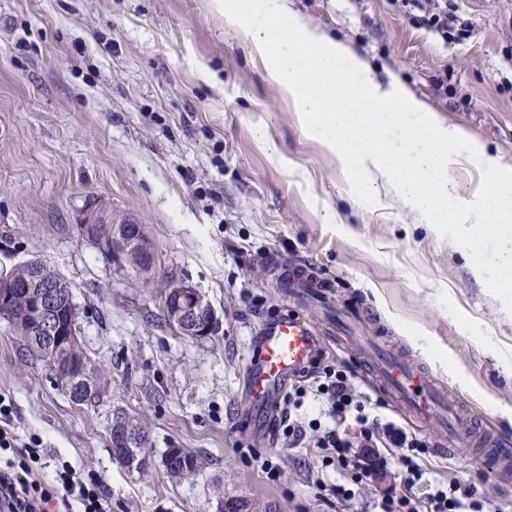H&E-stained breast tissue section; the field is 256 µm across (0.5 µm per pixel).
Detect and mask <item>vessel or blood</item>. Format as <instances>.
Listing matches in <instances>:
<instances>
[{
    "mask_svg": "<svg viewBox=\"0 0 512 512\" xmlns=\"http://www.w3.org/2000/svg\"><path fill=\"white\" fill-rule=\"evenodd\" d=\"M365 317L346 315L341 331L361 337L360 355L371 375L396 407L440 437L451 436L469 447L491 446V439L476 431L474 413L455 394L437 387L432 374L416 365L379 336L365 335ZM313 325L294 313L280 312L260 320L251 339L243 368V392L251 417L273 434L289 384L308 370L318 352Z\"/></svg>",
    "mask_w": 512,
    "mask_h": 512,
    "instance_id": "obj_1",
    "label": "vessel or blood"
}]
</instances>
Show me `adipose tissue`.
<instances>
[{
    "instance_id": "1",
    "label": "adipose tissue",
    "mask_w": 512,
    "mask_h": 512,
    "mask_svg": "<svg viewBox=\"0 0 512 512\" xmlns=\"http://www.w3.org/2000/svg\"><path fill=\"white\" fill-rule=\"evenodd\" d=\"M226 27L259 57L288 96L304 133L333 155L361 192L383 187L415 223L467 242L480 224H512V166L395 82L382 81L350 47L325 37L290 0H215ZM466 158L489 174L464 198L451 170Z\"/></svg>"
}]
</instances>
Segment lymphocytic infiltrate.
I'll return each instance as SVG.
<instances>
[{
	"label": "lymphocytic infiltrate",
	"instance_id": "f902f5d3",
	"mask_svg": "<svg viewBox=\"0 0 512 512\" xmlns=\"http://www.w3.org/2000/svg\"><path fill=\"white\" fill-rule=\"evenodd\" d=\"M402 5L416 11L420 25L441 38L460 42L472 35L471 30L455 28V6L450 0H402ZM350 387L344 371L321 368L312 387L295 385L285 395L277 427L290 444H300L307 435L298 416L305 397L326 396L327 414L333 423L318 428L315 445L323 450L326 461L336 466L340 481L331 486L330 494L337 502L350 501L351 485L364 484L370 476L353 449V440L340 431L341 425L352 423L358 429L356 438L372 444L385 440L403 451L402 492L376 500L372 512H489V502L474 488L429 479L423 463L428 454L425 444L408 438L394 425L369 417L364 405L355 404ZM11 413L10 405L0 400V450L13 453L0 467V512H112L95 475L65 464L58 468L54 481H42L37 471L40 441L33 436L19 442L8 425Z\"/></svg>",
	"mask_w": 512,
	"mask_h": 512
}]
</instances>
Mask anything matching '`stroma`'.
<instances>
[{
	"instance_id": "35a3bbf8",
	"label": "stroma",
	"mask_w": 512,
	"mask_h": 512,
	"mask_svg": "<svg viewBox=\"0 0 512 512\" xmlns=\"http://www.w3.org/2000/svg\"><path fill=\"white\" fill-rule=\"evenodd\" d=\"M456 2L473 29L461 43L419 26L401 0L293 5L512 165V0ZM353 192L214 0H0V269L35 257L67 281L79 337L108 380L99 401L72 402L0 318V397L19 438H40L42 479L67 460L100 477L112 512H216L220 490L277 512H370L399 484L400 449L383 451L387 485L368 481L336 504L316 485L335 483L336 470L311 442L252 436L250 340L260 317L286 309L321 330L322 364L355 370L371 415L431 447L434 478L512 512V473L487 471L475 448L435 452L437 433L394 407L360 371L359 342L330 329L337 311L368 312L393 347L481 412L490 434L512 439V313L473 276L480 239L435 235L389 203H354ZM92 199L144 225L154 277L82 239ZM300 265L325 284L326 302L284 288ZM171 280L208 296L220 319L212 336L191 340L166 321ZM119 413L149 435L148 472L112 456ZM170 448L201 454L207 470L168 479ZM267 460L277 479L263 472Z\"/></svg>"
}]
</instances>
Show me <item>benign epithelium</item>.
I'll return each mask as SVG.
<instances>
[{"label": "benign epithelium", "instance_id": "benign-epithelium-1", "mask_svg": "<svg viewBox=\"0 0 512 512\" xmlns=\"http://www.w3.org/2000/svg\"><path fill=\"white\" fill-rule=\"evenodd\" d=\"M103 214L105 208L96 204L87 208L80 224L82 239L110 259L125 263L143 275L151 274L155 255L143 225L125 219L112 224V231L103 234L98 228ZM18 304L23 305L44 336L51 371L57 374L59 369L65 370L63 389L67 394H73L86 379L88 360L83 358L63 364L53 358L78 336L80 312L73 297L61 293L55 273L37 260H28L0 271V309H10ZM163 308L171 324L189 339L210 335L218 320L207 296L185 281L169 282L163 295ZM111 442L113 447L123 449L117 461L128 471L140 473L149 468L151 455L138 448V431L120 415L113 419Z\"/></svg>", "mask_w": 512, "mask_h": 512}]
</instances>
